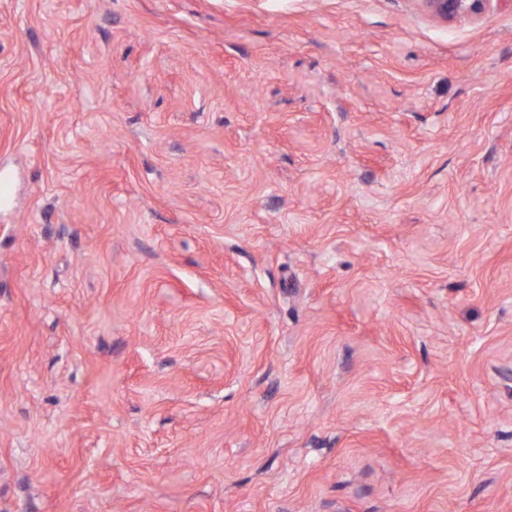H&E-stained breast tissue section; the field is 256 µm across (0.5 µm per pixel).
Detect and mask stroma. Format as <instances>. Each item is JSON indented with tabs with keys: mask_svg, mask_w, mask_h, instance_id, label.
<instances>
[{
	"mask_svg": "<svg viewBox=\"0 0 512 512\" xmlns=\"http://www.w3.org/2000/svg\"><path fill=\"white\" fill-rule=\"evenodd\" d=\"M0 512H512V6L0 0ZM436 16L452 20L460 17H476L487 11L493 0H422Z\"/></svg>",
	"mask_w": 512,
	"mask_h": 512,
	"instance_id": "1",
	"label": "stroma"
}]
</instances>
